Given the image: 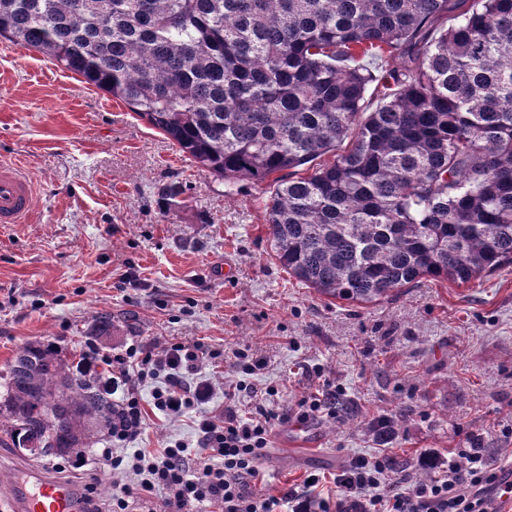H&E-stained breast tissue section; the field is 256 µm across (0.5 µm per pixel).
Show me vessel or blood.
Instances as JSON below:
<instances>
[{
    "label": "vessel or blood",
    "mask_w": 512,
    "mask_h": 512,
    "mask_svg": "<svg viewBox=\"0 0 512 512\" xmlns=\"http://www.w3.org/2000/svg\"><path fill=\"white\" fill-rule=\"evenodd\" d=\"M34 190L16 166L0 163V224L25 223L33 211ZM0 495V512H84L79 489L36 470L13 476Z\"/></svg>",
    "instance_id": "b4317fda"
}]
</instances>
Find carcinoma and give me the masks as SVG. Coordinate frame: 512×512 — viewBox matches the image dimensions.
<instances>
[{
	"mask_svg": "<svg viewBox=\"0 0 512 512\" xmlns=\"http://www.w3.org/2000/svg\"><path fill=\"white\" fill-rule=\"evenodd\" d=\"M0 39L210 174L272 179L274 256L321 295L372 303L512 264V0H0ZM114 329L91 326L104 345ZM111 424L112 397L51 344L0 373V444L81 452Z\"/></svg>",
	"mask_w": 512,
	"mask_h": 512,
	"instance_id": "obj_1",
	"label": "carcinoma"
}]
</instances>
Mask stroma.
I'll return each instance as SVG.
<instances>
[{
  "instance_id": "obj_1",
  "label": "stroma",
  "mask_w": 512,
  "mask_h": 512,
  "mask_svg": "<svg viewBox=\"0 0 512 512\" xmlns=\"http://www.w3.org/2000/svg\"><path fill=\"white\" fill-rule=\"evenodd\" d=\"M0 159L32 180L24 224H0V371L27 343L71 360L91 345L95 315L116 331L106 353L159 339L220 351L203 377L240 378L252 412L268 386L293 406L331 383L358 412L279 426L257 487L280 496L307 473L322 494L352 456L387 449L412 480L432 471L421 450L477 443L512 467V264L467 285L421 279L396 296L355 304L319 295L286 271L267 239L271 182L201 171L111 94L34 50L0 40ZM264 369L236 375L235 350ZM400 424L388 440L366 428ZM139 447L194 440L191 416L148 414ZM97 447L62 478L101 501L127 482L101 470Z\"/></svg>"
}]
</instances>
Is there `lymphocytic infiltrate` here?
Listing matches in <instances>:
<instances>
[{
  "label": "lymphocytic infiltrate",
  "instance_id": "obj_1",
  "mask_svg": "<svg viewBox=\"0 0 512 512\" xmlns=\"http://www.w3.org/2000/svg\"><path fill=\"white\" fill-rule=\"evenodd\" d=\"M216 356L198 342L158 340L112 356L93 347L84 351L81 373L114 398L107 431L111 445L99 450V460L132 479L113 494L110 512H130L134 498L146 512H183L189 504L213 506L217 512H489L487 493L501 473L481 448H459L449 457L424 450L420 465L437 472L426 481L392 478L389 457L357 456L336 474L330 497L320 496L321 477L315 473L299 491L280 496L255 491L251 484L261 477L260 463L276 428L293 419L335 414L336 407L324 394L303 399L293 409L261 406L244 418L237 408L242 386L228 383L224 407L213 413L215 386L200 372ZM149 380L155 387L146 402L139 387ZM150 409L170 419L197 412L194 440H174L155 452L138 448Z\"/></svg>",
  "mask_w": 512,
  "mask_h": 512
}]
</instances>
